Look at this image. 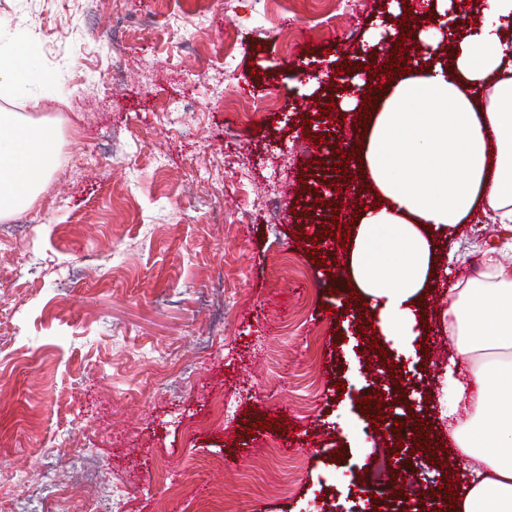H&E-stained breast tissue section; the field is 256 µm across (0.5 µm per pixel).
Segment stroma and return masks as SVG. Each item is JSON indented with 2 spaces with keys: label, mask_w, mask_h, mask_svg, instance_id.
Masks as SVG:
<instances>
[{
  "label": "stroma",
  "mask_w": 512,
  "mask_h": 512,
  "mask_svg": "<svg viewBox=\"0 0 512 512\" xmlns=\"http://www.w3.org/2000/svg\"><path fill=\"white\" fill-rule=\"evenodd\" d=\"M391 2L124 0L117 26L91 0H0V45L26 37L38 73L0 107L59 133L53 174L0 220V512H364L381 451L422 491L469 481L441 398L471 264L430 289L410 352L375 353L324 232L369 187L295 222L305 181L336 182L329 147L361 143V112L304 85L386 67L368 37ZM410 401L436 451L376 432Z\"/></svg>",
  "instance_id": "1"
}]
</instances>
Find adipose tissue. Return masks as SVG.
Masks as SVG:
<instances>
[{
    "mask_svg": "<svg viewBox=\"0 0 512 512\" xmlns=\"http://www.w3.org/2000/svg\"><path fill=\"white\" fill-rule=\"evenodd\" d=\"M479 27L447 38L446 60L386 79L369 108L357 176L377 194L360 212L345 254L349 280L377 330L398 350L418 336L417 309L437 276L435 240L481 220L506 237L483 248L478 278L448 290L456 356L445 371L443 413L482 469L455 512H512V0H485ZM26 39L0 49V97L26 86ZM55 130L0 107V219L34 201L55 169Z\"/></svg>",
    "mask_w": 512,
    "mask_h": 512,
    "instance_id": "ef3b65f1",
    "label": "adipose tissue"
}]
</instances>
